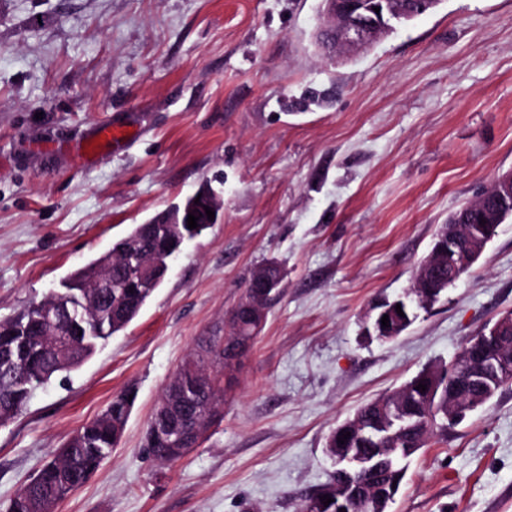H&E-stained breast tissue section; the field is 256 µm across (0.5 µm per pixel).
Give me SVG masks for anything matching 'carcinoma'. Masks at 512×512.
<instances>
[{
    "instance_id": "carcinoma-1",
    "label": "carcinoma",
    "mask_w": 512,
    "mask_h": 512,
    "mask_svg": "<svg viewBox=\"0 0 512 512\" xmlns=\"http://www.w3.org/2000/svg\"><path fill=\"white\" fill-rule=\"evenodd\" d=\"M167 212L165 208L145 223L133 225L111 249L73 271L62 288L0 319V425L24 411L35 387L66 379L99 343L123 331L162 284L173 255L186 238L198 237L209 228L200 224L192 232L184 224H166ZM250 291L245 288L233 317L237 318L239 335L253 341L249 331ZM72 299L89 303L86 318L60 324L50 321L51 309ZM206 346L207 350L191 355L170 379L144 433L143 448L150 456L159 455L163 463L176 462L187 452L168 431L170 423L197 424L207 433L220 416L224 392L236 381L241 362L234 363L232 355L224 354L221 337H210ZM131 395L135 392L128 389L113 396L105 409L41 468L37 479L15 494L7 512H53L59 501L86 483L118 447L134 404ZM382 400L398 405L417 422L406 434L407 440L419 442L414 452L431 441L447 438L452 427L447 419L448 388H440L428 400L408 381L359 411L366 415ZM351 447L373 453L387 447V442L371 433L353 440ZM407 469L408 464L390 458L380 467L384 478L376 486L385 494L387 505L395 503Z\"/></svg>"
}]
</instances>
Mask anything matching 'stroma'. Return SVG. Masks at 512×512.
Segmentation results:
<instances>
[{
    "mask_svg": "<svg viewBox=\"0 0 512 512\" xmlns=\"http://www.w3.org/2000/svg\"><path fill=\"white\" fill-rule=\"evenodd\" d=\"M321 0H0V317L59 288L204 181L221 220L185 243L139 315L0 426V507L126 389L121 442L56 512H295L329 482L327 435L512 311V223L397 339L363 334L435 229L512 171V0H443L345 62ZM124 152L78 161L108 121ZM281 263L222 418L161 464L143 432L250 271ZM392 512H512V383L413 457ZM95 138L101 139V145L94 146L92 150H89V146ZM130 139L128 129L124 124L108 122L99 125L90 137L73 144L72 151L80 159L93 161L99 157L102 150L112 153L113 149L128 145ZM85 149H88V152H85Z\"/></svg>",
    "mask_w": 512,
    "mask_h": 512,
    "instance_id": "35a3bbf8",
    "label": "stroma"
}]
</instances>
